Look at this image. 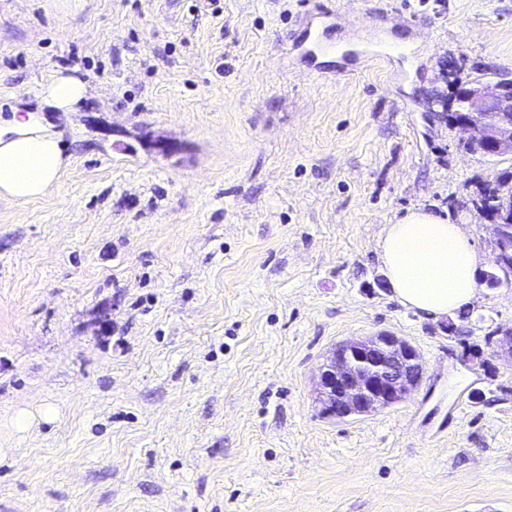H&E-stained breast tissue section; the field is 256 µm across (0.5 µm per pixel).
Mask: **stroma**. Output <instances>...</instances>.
Returning a JSON list of instances; mask_svg holds the SVG:
<instances>
[{"label": "stroma", "mask_w": 512, "mask_h": 512, "mask_svg": "<svg viewBox=\"0 0 512 512\" xmlns=\"http://www.w3.org/2000/svg\"><path fill=\"white\" fill-rule=\"evenodd\" d=\"M59 71L69 165L0 198V512H512V286L426 318L380 250L422 207L490 270L470 200L512 158L439 99L512 78V0H0V119ZM381 331L420 385L323 415L326 356ZM88 95L87 84L80 78L57 72L41 88V98L53 112H73Z\"/></svg>", "instance_id": "obj_1"}]
</instances>
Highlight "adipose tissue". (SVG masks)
Instances as JSON below:
<instances>
[{"mask_svg": "<svg viewBox=\"0 0 512 512\" xmlns=\"http://www.w3.org/2000/svg\"><path fill=\"white\" fill-rule=\"evenodd\" d=\"M88 95L86 83L63 72L41 88L45 105L72 112ZM69 163L61 133L36 111L14 110L0 125V195L29 202L43 196ZM397 300L417 313L444 315L470 305L480 257L458 225L418 208L387 225L381 241Z\"/></svg>", "mask_w": 512, "mask_h": 512, "instance_id": "obj_1", "label": "adipose tissue"}]
</instances>
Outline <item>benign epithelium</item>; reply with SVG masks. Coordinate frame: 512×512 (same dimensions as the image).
<instances>
[{
  "mask_svg": "<svg viewBox=\"0 0 512 512\" xmlns=\"http://www.w3.org/2000/svg\"><path fill=\"white\" fill-rule=\"evenodd\" d=\"M446 120L463 136L458 148L478 157H512V79H474L454 85ZM147 151L168 156L175 145L168 138L147 132L139 137ZM497 210L482 208L477 189L473 208L493 226L491 266L501 274L512 268V185L493 180ZM423 378V360L408 340L392 332L338 344L319 368L318 402L328 417L343 419L367 415L403 401Z\"/></svg>",
  "mask_w": 512,
  "mask_h": 512,
  "instance_id": "obj_1",
  "label": "benign epithelium"
}]
</instances>
